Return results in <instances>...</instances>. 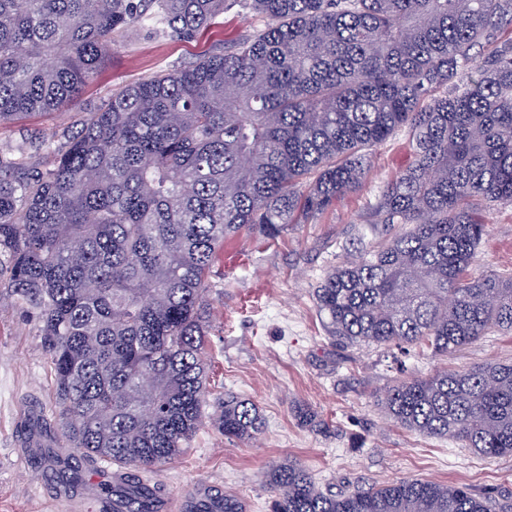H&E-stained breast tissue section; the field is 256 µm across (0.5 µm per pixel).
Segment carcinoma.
<instances>
[{
	"instance_id": "cac0c4a2",
	"label": "carcinoma",
	"mask_w": 512,
	"mask_h": 512,
	"mask_svg": "<svg viewBox=\"0 0 512 512\" xmlns=\"http://www.w3.org/2000/svg\"><path fill=\"white\" fill-rule=\"evenodd\" d=\"M235 6L265 27L113 92L59 144L31 134L0 150V297L36 314L59 427L88 458L154 470L207 422L228 439L263 433L242 395L204 411L203 312L224 239L275 238L325 209L403 128L413 161L374 210L401 228L314 290L329 335L446 356L512 333V277L466 276L482 212L512 206V0H0V122L76 100L119 33L190 41ZM378 405L512 455V363L403 379ZM264 483L275 512L495 509L418 478L336 493L292 461ZM124 504L151 512L137 489Z\"/></svg>"
}]
</instances>
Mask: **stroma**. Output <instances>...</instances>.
I'll return each mask as SVG.
<instances>
[{"label": "stroma", "instance_id": "stroma-1", "mask_svg": "<svg viewBox=\"0 0 512 512\" xmlns=\"http://www.w3.org/2000/svg\"><path fill=\"white\" fill-rule=\"evenodd\" d=\"M263 18L235 7L192 42L133 32L118 36L104 69L81 99L52 112L0 124V146L16 147L27 134H61L81 113L115 90L173 65L190 64L224 41L263 28ZM412 160L407 130L398 131L370 158L362 183L327 210L279 237L241 235L224 244L210 278L204 359L209 396L232 391L252 399L265 421L248 444L205 427L160 469L143 471L154 487L157 512H179L185 494H239L245 512H271L260 482L270 465L292 460L332 491L421 478L465 486L512 506V456H482L457 444L388 420L378 397L403 377L489 361L512 363V333L481 337L449 356L383 346H343L329 338L314 290L348 253L385 236L372 209L385 185ZM486 233L469 276L512 274V208L486 212ZM53 376L39 345V323L19 306L0 305V512H71L73 497L107 485L123 490L127 471L79 459L60 431ZM310 407L319 426L303 423Z\"/></svg>", "mask_w": 512, "mask_h": 512}]
</instances>
